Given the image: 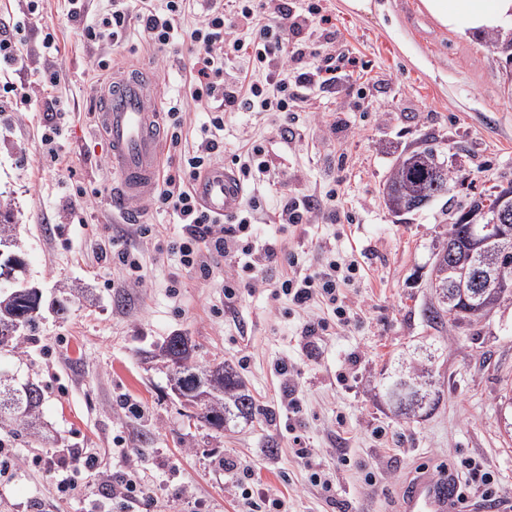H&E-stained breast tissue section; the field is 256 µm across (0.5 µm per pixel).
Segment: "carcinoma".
<instances>
[{
    "instance_id": "carcinoma-1",
    "label": "carcinoma",
    "mask_w": 512,
    "mask_h": 512,
    "mask_svg": "<svg viewBox=\"0 0 512 512\" xmlns=\"http://www.w3.org/2000/svg\"><path fill=\"white\" fill-rule=\"evenodd\" d=\"M454 172L440 169L435 150L417 146L406 150L395 160L383 184V197L395 214L412 212L417 199L433 200L448 194ZM23 266L17 255L0 257V353L12 356L28 342L27 333L36 327L41 297L29 288L9 285L16 269ZM196 344L188 336L167 337L152 356L160 355L170 362L179 377L181 397L185 405L195 409L194 417L216 431H224L240 419H251L256 405L243 378L225 361L198 365ZM432 355L412 353L399 363V369L382 378L381 389L391 411L404 402L416 407L411 420L433 411L440 399L437 382L431 370ZM44 386L34 380L21 381L8 370L0 369V430L16 435L20 432L40 443H55L42 422Z\"/></svg>"
}]
</instances>
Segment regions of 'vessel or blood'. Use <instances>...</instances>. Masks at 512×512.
Returning a JSON list of instances; mask_svg holds the SVG:
<instances>
[{"label": "vessel or blood", "instance_id": "1", "mask_svg": "<svg viewBox=\"0 0 512 512\" xmlns=\"http://www.w3.org/2000/svg\"><path fill=\"white\" fill-rule=\"evenodd\" d=\"M161 93L144 66L113 72L97 90L99 132L107 139L118 187L111 203L128 213L130 201L148 205L160 170L164 130ZM194 194L213 215H233L243 201V186L227 167H213L194 183ZM459 481L452 469L414 468L397 490V512H459Z\"/></svg>", "mask_w": 512, "mask_h": 512}]
</instances>
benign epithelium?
Wrapping results in <instances>:
<instances>
[{"mask_svg": "<svg viewBox=\"0 0 512 512\" xmlns=\"http://www.w3.org/2000/svg\"><path fill=\"white\" fill-rule=\"evenodd\" d=\"M497 199L493 213L478 211L468 216L469 233L467 260L472 275L451 282L448 289H433L434 300L448 311H461L462 305L485 296L492 289L512 288V283L501 278L488 262L490 252L499 253L512 249V192L495 189Z\"/></svg>", "mask_w": 512, "mask_h": 512, "instance_id": "benign-epithelium-1", "label": "benign epithelium"}]
</instances>
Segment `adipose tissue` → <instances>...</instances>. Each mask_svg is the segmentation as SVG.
<instances>
[{
    "instance_id": "adipose-tissue-1",
    "label": "adipose tissue",
    "mask_w": 512,
    "mask_h": 512,
    "mask_svg": "<svg viewBox=\"0 0 512 512\" xmlns=\"http://www.w3.org/2000/svg\"><path fill=\"white\" fill-rule=\"evenodd\" d=\"M441 26L466 34L482 33L512 20V0H421Z\"/></svg>"
}]
</instances>
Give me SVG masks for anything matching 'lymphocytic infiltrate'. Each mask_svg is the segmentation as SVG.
Segmentation results:
<instances>
[{
	"mask_svg": "<svg viewBox=\"0 0 512 512\" xmlns=\"http://www.w3.org/2000/svg\"><path fill=\"white\" fill-rule=\"evenodd\" d=\"M71 18L83 20L86 0H67ZM109 7L92 22H84L87 43L121 45L131 28L157 56L175 47L185 48L189 61L188 95L162 103L170 131V147L182 141L188 105L206 108L211 117L200 128V139L184 153L177 174H163L154 199L156 208L172 211L183 226V234L170 249L181 264L200 278H210L214 269L230 262L224 288V305L233 307L242 289L255 287L257 275L277 270L283 248L276 238L263 237L256 224L271 216L276 224H299L315 211L336 212V195L327 192L297 200L280 192L275 209L258 197L249 198L230 221L205 211L193 194V183L203 171L216 164L220 155L219 133L229 112H270L279 134L288 137L291 112L301 98L336 81L338 65L355 66L354 58L325 55L318 61L306 59L301 44L293 41L308 16H316L328 39H335L336 25L329 15L311 8L309 15L288 12L280 0H108ZM198 10L195 26L184 27L191 10ZM248 54L254 74L229 73L227 64L239 53ZM290 272H279L273 286L275 296L287 297L299 307L315 302L332 305L341 323L349 318L337 306L340 268L328 261L321 270L302 273L297 259H290Z\"/></svg>",
	"mask_w": 512,
	"mask_h": 512,
	"instance_id": "lymphocytic-infiltrate-1",
	"label": "lymphocytic infiltrate"
}]
</instances>
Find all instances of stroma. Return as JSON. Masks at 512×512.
<instances>
[{"label":"stroma","instance_id":"obj_1","mask_svg":"<svg viewBox=\"0 0 512 512\" xmlns=\"http://www.w3.org/2000/svg\"><path fill=\"white\" fill-rule=\"evenodd\" d=\"M372 2L371 12L357 13L346 0H288L332 16L336 52L360 65L341 68L335 88L300 103L292 139L280 138L266 112L224 117L226 166L247 140H261L271 167L287 174L290 195L337 192L341 221L317 212L276 232L300 265L319 269L326 256L359 267L340 286L350 325L306 336L304 324L326 320V309L272 301L266 287L243 293L235 313L225 314L221 275L201 280L168 252L181 227L165 211L139 213V223L156 227L142 247V286L126 281L113 252V239L133 240L135 228L109 204L114 179L106 141L91 132L92 92L112 70L139 63L161 92L186 93L185 55L159 61L136 31L121 46L91 48L65 0H0V14L13 23L6 36L28 56L23 72L0 62V211L17 227L24 261L17 283L45 301L20 374L44 385L42 417L57 438L51 447L15 441L17 454L41 463L0 477V512H121L95 476L78 495L59 491L55 476L75 467L79 448L102 449L114 476L124 472L125 457L138 458L151 484L138 512H179L187 494L193 512H251L231 482L235 470L283 502L281 510L269 502L258 512H395L398 485L423 465L455 469L469 499L488 489L512 497V435L503 427L512 420L503 406L512 392V302L476 324L449 319L435 327L423 315L428 264L452 208L512 182V65L486 37L466 40L437 26L420 0ZM48 27L60 52L47 59L40 49ZM48 66L60 75L57 85L44 82ZM30 98L37 107L28 108ZM53 127L65 155L60 165L42 142ZM422 139L461 186L451 202L393 215L383 183L397 156ZM67 167L75 180L65 178ZM79 188L94 198L77 231L63 209ZM72 284L83 296L56 314L51 300ZM176 333L195 340L199 364L219 358L237 370L260 408L253 421L218 433L190 418L166 369L144 360ZM430 344L440 401L428 417L400 419L379 381L399 357ZM283 362L295 370L296 414L282 398ZM296 432L313 449L309 459L292 453ZM271 446L276 456L265 455ZM477 470L490 473L492 485L475 479ZM314 472L331 491L311 482Z\"/></svg>","mask_w":512,"mask_h":512}]
</instances>
